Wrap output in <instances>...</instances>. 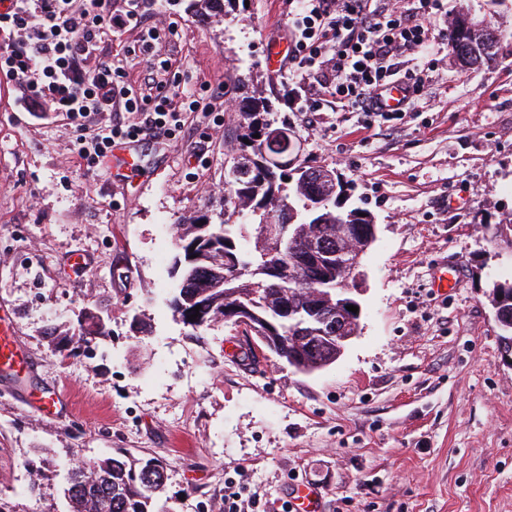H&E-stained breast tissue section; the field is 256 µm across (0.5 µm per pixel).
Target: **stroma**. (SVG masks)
<instances>
[{
	"instance_id": "1",
	"label": "stroma",
	"mask_w": 512,
	"mask_h": 512,
	"mask_svg": "<svg viewBox=\"0 0 512 512\" xmlns=\"http://www.w3.org/2000/svg\"><path fill=\"white\" fill-rule=\"evenodd\" d=\"M289 0H235L215 22L174 0H142L143 24L107 35L85 61L125 71L137 98L179 77L212 111L177 103L172 136L133 143L134 170L80 158L78 132L0 75V321L36 371L0 374V502L62 512L58 482L24 493L23 462L126 452L158 459L179 512L224 498L246 472L256 512H283L306 483L322 512H512V363L489 293L512 278L491 240L512 219V0H439L491 23L497 60L460 67L445 45L399 58L425 87L401 119L343 110L322 91L287 89L267 42ZM149 60L136 62L146 27ZM270 77L313 164L334 169L347 203L369 211L361 331L331 366L303 374L275 355L227 353L236 331L195 330L169 298L177 229L216 219L233 142L237 74ZM110 331L89 359L75 337L92 316ZM62 396L59 415L39 413Z\"/></svg>"
}]
</instances>
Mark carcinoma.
Listing matches in <instances>:
<instances>
[{
  "mask_svg": "<svg viewBox=\"0 0 512 512\" xmlns=\"http://www.w3.org/2000/svg\"><path fill=\"white\" fill-rule=\"evenodd\" d=\"M185 2L187 10L212 19L226 15L225 6H233L235 0ZM493 32L495 29L490 26L473 24L464 14H456L448 26L453 55L468 66L495 61L498 42L490 40ZM276 101H280V97L246 96L234 119L240 170L234 178L225 181L224 202L234 210L247 211L248 223L231 224L224 219V212H219L218 219L210 222L205 234L209 242L224 249V254L216 250H196L198 260L193 283L176 289L178 296L204 293L210 302L211 321L193 326L195 330H208L211 325L224 322L226 310L241 303L251 304L267 316V321L284 339L294 335L287 320L267 315L265 307L261 306L262 289L258 285L269 276L264 256L277 250L278 242L272 237L261 242L252 239V232L260 225L291 224V231L298 238L297 249L306 254L313 240L318 238L336 248L338 224L374 223L370 214L360 216L363 209L342 205L340 197L344 186L328 168L311 166L305 158L300 160L308 172L309 188L324 196V204L313 213L306 207L307 198L293 171L279 170L270 175L257 166L255 160L264 152L284 163L298 154V149L285 147L279 137L285 131H293V127L288 119L278 116ZM280 261L294 280L293 287L288 289V301L296 306L312 303L313 289L325 295L332 293L330 286L342 278L339 269L328 268L325 279L318 281L316 272L294 261L291 254L280 257ZM24 467L31 476L27 491L33 497L41 496L46 474L31 460L25 461ZM54 477L62 485L64 512H176L163 497L168 474L158 460L140 462L117 455L101 456L65 464L54 470Z\"/></svg>",
  "mask_w": 512,
  "mask_h": 512,
  "instance_id": "1",
  "label": "carcinoma"
}]
</instances>
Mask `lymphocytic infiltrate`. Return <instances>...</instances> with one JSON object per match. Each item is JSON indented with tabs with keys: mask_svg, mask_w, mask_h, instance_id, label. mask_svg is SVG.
I'll use <instances>...</instances> for the list:
<instances>
[{
	"mask_svg": "<svg viewBox=\"0 0 512 512\" xmlns=\"http://www.w3.org/2000/svg\"><path fill=\"white\" fill-rule=\"evenodd\" d=\"M298 0L281 28L288 42L289 80L322 88L344 109L382 117L391 111L385 94L395 84L394 61L431 45L429 0ZM112 14L107 0H7L0 11V72L22 80L43 97L48 111L65 116L90 139H78L79 156L107 154L116 140L170 136L182 90L160 83L152 107H141L104 61H84L101 34L137 19ZM109 120H101V113Z\"/></svg>",
	"mask_w": 512,
	"mask_h": 512,
	"instance_id": "lymphocytic-infiltrate-1",
	"label": "lymphocytic infiltrate"
}]
</instances>
